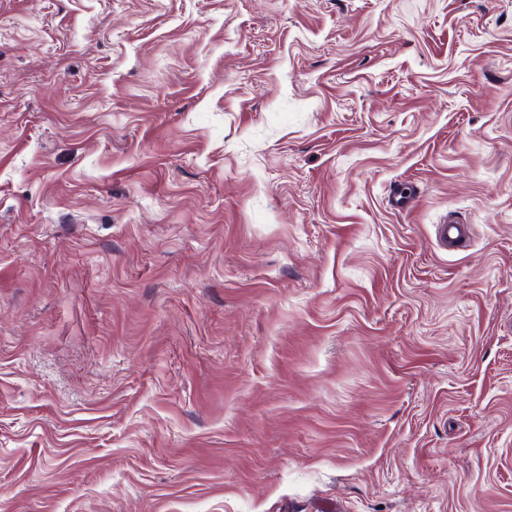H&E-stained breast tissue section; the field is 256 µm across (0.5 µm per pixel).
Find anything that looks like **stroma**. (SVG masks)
<instances>
[{
  "mask_svg": "<svg viewBox=\"0 0 512 512\" xmlns=\"http://www.w3.org/2000/svg\"><path fill=\"white\" fill-rule=\"evenodd\" d=\"M0 512H512V0H0Z\"/></svg>",
  "mask_w": 512,
  "mask_h": 512,
  "instance_id": "stroma-1",
  "label": "stroma"
}]
</instances>
